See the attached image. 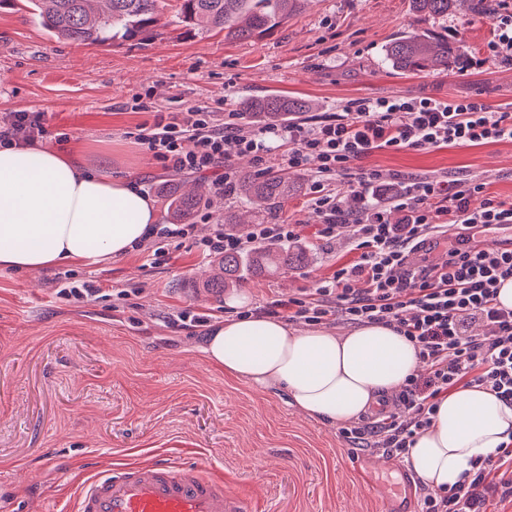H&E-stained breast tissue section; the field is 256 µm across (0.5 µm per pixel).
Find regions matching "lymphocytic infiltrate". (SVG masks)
Returning <instances> with one entry per match:
<instances>
[{
	"instance_id": "obj_1",
	"label": "lymphocytic infiltrate",
	"mask_w": 512,
	"mask_h": 512,
	"mask_svg": "<svg viewBox=\"0 0 512 512\" xmlns=\"http://www.w3.org/2000/svg\"><path fill=\"white\" fill-rule=\"evenodd\" d=\"M491 20L493 37L481 63L512 62V0H498ZM47 138L61 146L68 141L67 134L50 132L45 113L13 112L0 122V145ZM134 138L168 171L215 173L224 193L237 175L232 161L241 156L262 173L277 166L308 176L317 237L346 236L356 257L316 287L276 301V308L311 325L333 317L391 326L424 364L407 378L392 410L373 423L341 428L352 448L405 454L430 425L439 398L460 386L486 384L512 402V309L496 304L501 280L512 277V252L475 243L472 234L476 227L512 225V201L492 195L481 175L453 179L352 167L377 151L512 142L511 111L473 98L399 95L352 99L312 121L255 126L234 109L216 123L200 104L168 118L156 115L138 125ZM300 233L296 223L259 224L243 236L219 223L199 248L209 257L292 241ZM422 251L428 260L409 268V254ZM500 491L512 496V443L475 461L443 495H421V512H485L488 498Z\"/></svg>"
}]
</instances>
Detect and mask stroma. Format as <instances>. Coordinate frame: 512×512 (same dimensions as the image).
Wrapping results in <instances>:
<instances>
[{"instance_id": "1", "label": "stroma", "mask_w": 512, "mask_h": 512, "mask_svg": "<svg viewBox=\"0 0 512 512\" xmlns=\"http://www.w3.org/2000/svg\"><path fill=\"white\" fill-rule=\"evenodd\" d=\"M413 28L457 29L475 55L493 36L486 13L428 18L410 0H308L259 39L193 36L171 24L160 38L101 47L50 37L29 10L0 9V119L45 113L88 165L110 157L112 176L153 183L152 199L172 181L205 194L191 234L164 242L165 262L132 251L109 262L0 270V492L11 494L0 512H72L73 490L62 486L61 472L150 455L189 456L223 472L256 512H379L357 463L374 461L397 477L407 471L401 458L351 449L338 426L298 410L284 389L260 390L225 375L204 352L206 327L177 325L184 312L208 324L238 315L229 294L202 293L218 266L200 256L198 242L240 201L218 195L214 175L164 170L128 133L158 112L205 104L221 113L224 99L252 95L307 100L314 117L350 99L405 94L512 106V65L421 75L388 66L383 49ZM138 101L151 111H135ZM362 164L404 174H483L491 192L512 200L510 142L378 152ZM206 213L212 222H203ZM265 221L304 223L302 244L313 261L243 285L247 310L314 287L353 257L346 239L314 237L306 193ZM61 277L94 281L101 291L84 302L60 297Z\"/></svg>"}]
</instances>
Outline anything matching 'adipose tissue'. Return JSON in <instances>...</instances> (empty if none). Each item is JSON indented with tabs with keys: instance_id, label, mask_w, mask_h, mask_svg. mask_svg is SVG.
Segmentation results:
<instances>
[{
	"instance_id": "ef3b65f1",
	"label": "adipose tissue",
	"mask_w": 512,
	"mask_h": 512,
	"mask_svg": "<svg viewBox=\"0 0 512 512\" xmlns=\"http://www.w3.org/2000/svg\"><path fill=\"white\" fill-rule=\"evenodd\" d=\"M157 221L151 198L129 180L90 171L79 154L47 145L0 147V270L105 262L130 251ZM205 352L230 376L257 389L282 387L305 414L335 424L369 413L422 368L414 345L381 324L336 335L279 319L230 317L212 327ZM510 441L512 404L490 387H462L440 397L405 463L441 492Z\"/></svg>"
}]
</instances>
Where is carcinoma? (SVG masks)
I'll return each mask as SVG.
<instances>
[{
    "mask_svg": "<svg viewBox=\"0 0 512 512\" xmlns=\"http://www.w3.org/2000/svg\"><path fill=\"white\" fill-rule=\"evenodd\" d=\"M308 0H177L174 22L196 34L213 30L224 32L229 40L260 38L283 25ZM413 11L428 17H444L461 10L482 12L486 0H411ZM165 0H25L39 25L52 36L87 46L122 44L151 33L159 34ZM465 55L463 46L444 37L407 31L396 37L386 50V60L409 74L456 72ZM311 109L303 99L267 95L242 101L241 111L257 123L279 121L290 114ZM299 190L298 181L283 171L255 173L243 168L234 183V193L251 215H272L281 203ZM175 221L190 220L201 198L173 184L163 191ZM311 255L286 241L264 243L244 251L224 254L220 273L207 280L205 287L219 294L226 288L281 270L309 264Z\"/></svg>",
    "mask_w": 512,
    "mask_h": 512,
    "instance_id": "cac0c4a2",
    "label": "carcinoma"
}]
</instances>
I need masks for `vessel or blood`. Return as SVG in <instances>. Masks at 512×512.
<instances>
[{
	"mask_svg": "<svg viewBox=\"0 0 512 512\" xmlns=\"http://www.w3.org/2000/svg\"><path fill=\"white\" fill-rule=\"evenodd\" d=\"M74 512H249L245 497L198 464L168 458L112 463L78 486Z\"/></svg>",
	"mask_w": 512,
	"mask_h": 512,
	"instance_id": "obj_1",
	"label": "vessel or blood"
}]
</instances>
